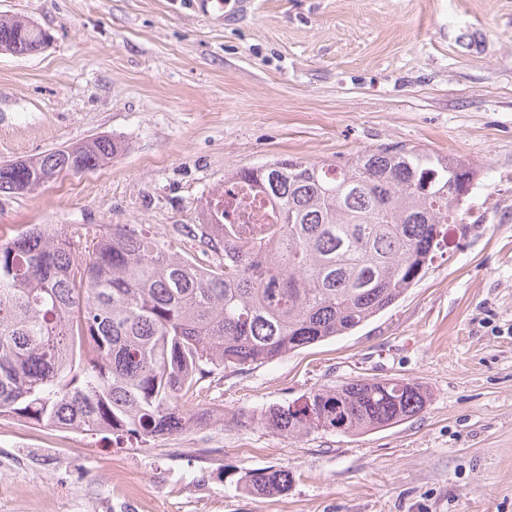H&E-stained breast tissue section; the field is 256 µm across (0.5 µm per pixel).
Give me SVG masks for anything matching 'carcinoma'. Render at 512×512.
<instances>
[{"label":"carcinoma","instance_id":"cac0c4a2","mask_svg":"<svg viewBox=\"0 0 512 512\" xmlns=\"http://www.w3.org/2000/svg\"><path fill=\"white\" fill-rule=\"evenodd\" d=\"M37 53L44 32L0 16V50ZM98 136L40 159L0 164V192L34 191L66 170L109 162ZM468 188H459V178ZM475 169L417 146L342 161L283 158L224 175L270 203L269 224H227L223 193L189 251L135 224L34 226L0 235V417L148 441L210 422L190 394L214 369L252 365L351 333L396 304L465 223ZM427 389L358 378L317 388L258 419L285 437L354 435L422 412ZM288 470L245 475L254 495L283 494Z\"/></svg>","mask_w":512,"mask_h":512}]
</instances>
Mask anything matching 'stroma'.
I'll return each mask as SVG.
<instances>
[{
	"label": "stroma",
	"instance_id": "1",
	"mask_svg": "<svg viewBox=\"0 0 512 512\" xmlns=\"http://www.w3.org/2000/svg\"><path fill=\"white\" fill-rule=\"evenodd\" d=\"M47 33L0 52V162L108 135L104 166L0 192V234L138 224L178 240L228 171L423 146L477 171L466 240L352 333L220 366L208 426L113 443L0 418V512H512V0H254L220 24L189 0H0ZM424 385L363 434L238 422L356 377ZM288 469L282 495L244 476Z\"/></svg>",
	"mask_w": 512,
	"mask_h": 512
}]
</instances>
